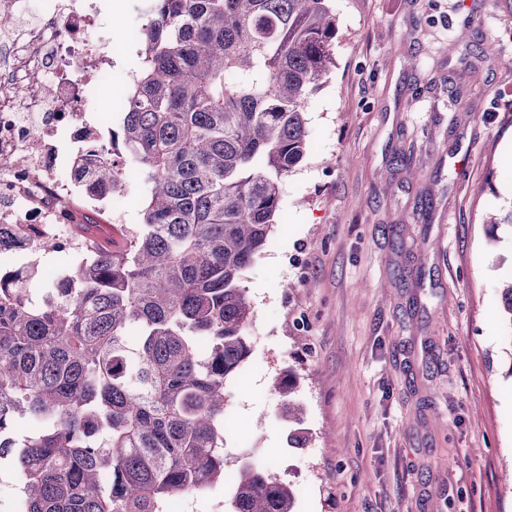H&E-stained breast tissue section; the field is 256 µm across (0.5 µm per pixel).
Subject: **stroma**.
<instances>
[{
    "label": "stroma",
    "mask_w": 512,
    "mask_h": 512,
    "mask_svg": "<svg viewBox=\"0 0 512 512\" xmlns=\"http://www.w3.org/2000/svg\"><path fill=\"white\" fill-rule=\"evenodd\" d=\"M336 66L309 150L244 270L253 353L228 385L230 460L296 512H512V0H333ZM497 55L483 59V42ZM136 47L98 105L120 124ZM293 372L291 397L274 388ZM309 443L288 445L287 401Z\"/></svg>",
    "instance_id": "obj_1"
}]
</instances>
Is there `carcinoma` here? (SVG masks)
Segmentation results:
<instances>
[{
    "instance_id": "carcinoma-1",
    "label": "carcinoma",
    "mask_w": 512,
    "mask_h": 512,
    "mask_svg": "<svg viewBox=\"0 0 512 512\" xmlns=\"http://www.w3.org/2000/svg\"><path fill=\"white\" fill-rule=\"evenodd\" d=\"M112 153L146 189L121 248L72 284L36 256L0 268V464L26 512H164L232 480L229 512H296L291 487L230 472L225 390L253 352L242 273L267 244L280 181L308 150L305 100L335 66L332 0H152ZM119 186L114 158L88 168ZM512 345V281L501 288Z\"/></svg>"
}]
</instances>
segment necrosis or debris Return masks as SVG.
<instances>
[{
    "label": "necrosis or debris",
    "instance_id": "1",
    "mask_svg": "<svg viewBox=\"0 0 512 512\" xmlns=\"http://www.w3.org/2000/svg\"><path fill=\"white\" fill-rule=\"evenodd\" d=\"M0 0V224H31V241L69 243V227L126 221L129 179L90 191L77 171L105 148L110 115L94 106L117 47L98 0Z\"/></svg>",
    "mask_w": 512,
    "mask_h": 512
}]
</instances>
